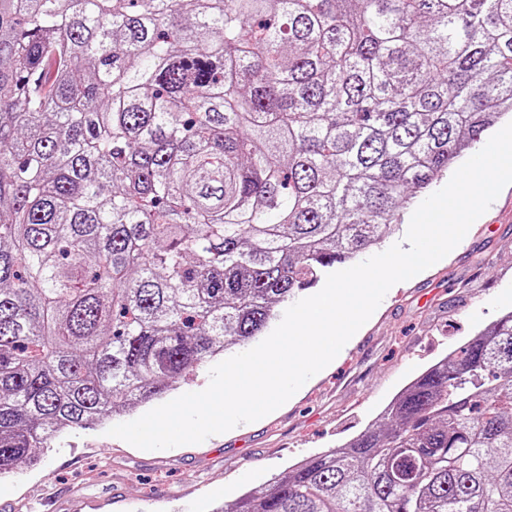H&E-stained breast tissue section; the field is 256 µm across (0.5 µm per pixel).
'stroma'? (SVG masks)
<instances>
[{"label": "stroma", "mask_w": 512, "mask_h": 512, "mask_svg": "<svg viewBox=\"0 0 512 512\" xmlns=\"http://www.w3.org/2000/svg\"><path fill=\"white\" fill-rule=\"evenodd\" d=\"M512 311V185L442 260L395 284L284 405L198 444L142 450L76 430L0 480V512H214L377 421L431 364Z\"/></svg>", "instance_id": "obj_1"}]
</instances>
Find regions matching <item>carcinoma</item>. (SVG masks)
<instances>
[{"label":"carcinoma","instance_id":"1","mask_svg":"<svg viewBox=\"0 0 512 512\" xmlns=\"http://www.w3.org/2000/svg\"><path fill=\"white\" fill-rule=\"evenodd\" d=\"M512 115V0H0V478L176 389ZM218 512H512V311Z\"/></svg>","mask_w":512,"mask_h":512}]
</instances>
